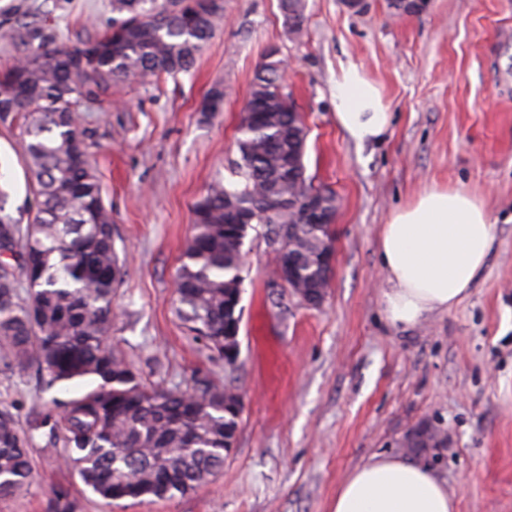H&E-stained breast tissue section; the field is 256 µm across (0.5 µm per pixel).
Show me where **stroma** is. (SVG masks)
<instances>
[{"label":"stroma","instance_id":"35a3bbf8","mask_svg":"<svg viewBox=\"0 0 512 512\" xmlns=\"http://www.w3.org/2000/svg\"><path fill=\"white\" fill-rule=\"evenodd\" d=\"M111 23V0H0V70L24 53L22 29L76 45ZM273 47L307 126L306 174L340 200L322 304L304 305L278 281L276 245L254 225L243 245L237 443L210 483L168 500L105 505L44 451L47 402L80 384L44 391L34 373L0 372V407L34 432L33 481L0 495V512H50L61 485L76 512H330L343 479L378 453L434 468L458 512H512V0H427L400 15L389 0H305L298 37L278 0H224V22L190 74L92 88L78 123L123 270L113 345L149 383L187 390L200 376L223 379L176 315L175 276L193 206L228 176L254 73ZM348 64L380 86L391 112L384 138L362 147L336 124ZM217 87L222 111H201ZM27 183L21 141L0 129L9 209L25 204ZM434 184L482 200L495 241L466 298L397 329L383 314L380 230ZM420 427L444 447L405 448Z\"/></svg>","mask_w":512,"mask_h":512}]
</instances>
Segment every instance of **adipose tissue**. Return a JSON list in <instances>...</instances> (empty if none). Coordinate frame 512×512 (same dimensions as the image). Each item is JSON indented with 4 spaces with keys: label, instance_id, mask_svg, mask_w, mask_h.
<instances>
[{
    "label": "adipose tissue",
    "instance_id": "ef3b65f1",
    "mask_svg": "<svg viewBox=\"0 0 512 512\" xmlns=\"http://www.w3.org/2000/svg\"><path fill=\"white\" fill-rule=\"evenodd\" d=\"M391 116L380 88L355 65L336 81V123L357 146L380 141ZM495 240L483 204L461 187L430 186L394 210L379 236L383 313L413 328L469 292ZM330 512H457L447 481L408 456L376 455L341 483Z\"/></svg>",
    "mask_w": 512,
    "mask_h": 512
}]
</instances>
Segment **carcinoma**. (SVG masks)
<instances>
[{"label": "carcinoma", "mask_w": 512, "mask_h": 512, "mask_svg": "<svg viewBox=\"0 0 512 512\" xmlns=\"http://www.w3.org/2000/svg\"><path fill=\"white\" fill-rule=\"evenodd\" d=\"M215 0H112L119 14L112 28L80 46L29 43L24 57L0 72V125L18 131L28 193L26 215L7 211L10 193L0 187V363L10 372L38 374L42 388L88 379L92 386L52 399L50 437L62 435L63 459L94 495L112 502V488L127 498L155 501L184 496L223 468L226 439L238 431L240 414L224 405L231 382L204 376L190 391L146 383L109 335L112 294L121 269L112 238V211L88 160L75 112L90 85L108 86L133 77L153 84L163 75L192 71L202 49L224 21ZM250 103L271 112L261 128L239 124V157L230 180L218 178L194 205V235L176 272L179 319L208 358L224 360V320L242 285V244L229 240L224 222L229 203L254 215L270 231L296 224L291 242L277 255L291 262L307 288L331 277L316 264L330 219L300 225L295 213L271 211V194L299 198L315 189L305 175L306 144L297 112L284 92L283 71L264 62ZM42 256L43 273L20 288L15 270L24 257ZM32 434L0 408V494L21 492L33 478ZM52 512H75L68 489L53 491Z\"/></svg>", "instance_id": "1"}]
</instances>
